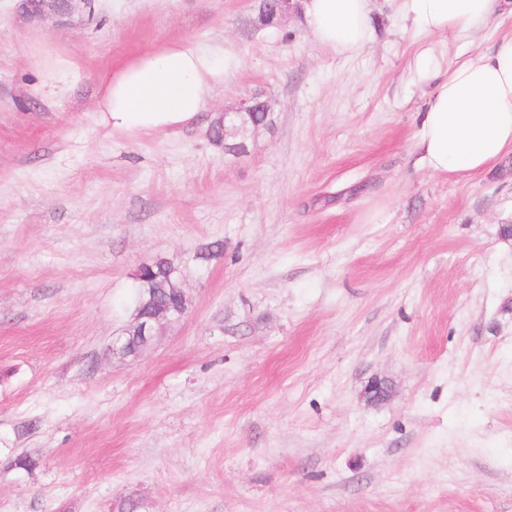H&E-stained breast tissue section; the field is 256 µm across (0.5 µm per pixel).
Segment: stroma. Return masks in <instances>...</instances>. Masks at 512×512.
<instances>
[{
	"label": "stroma",
	"instance_id": "1",
	"mask_svg": "<svg viewBox=\"0 0 512 512\" xmlns=\"http://www.w3.org/2000/svg\"><path fill=\"white\" fill-rule=\"evenodd\" d=\"M258 5L0 0V512H512V154L420 164L402 0L353 57ZM176 43L220 67L196 123L100 126L101 76ZM253 95L270 122L225 154ZM160 259L189 311L112 358ZM32 18L43 19L47 15L60 19H71L75 15L83 16L90 11L89 0H23ZM254 112H258L259 114L257 118L254 117L256 122L264 120L265 115L262 112H267V106L258 101L255 97L245 98L234 111L224 112V116L219 120L220 123L224 125V128L221 126L214 127L210 131L213 141L217 144L224 142V151L226 152L227 146L229 145L224 141V132L227 131L228 128L235 130L245 117H253Z\"/></svg>",
	"mask_w": 512,
	"mask_h": 512
}]
</instances>
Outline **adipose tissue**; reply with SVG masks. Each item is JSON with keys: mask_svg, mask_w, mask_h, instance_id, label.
<instances>
[{"mask_svg": "<svg viewBox=\"0 0 512 512\" xmlns=\"http://www.w3.org/2000/svg\"><path fill=\"white\" fill-rule=\"evenodd\" d=\"M404 8L417 33H449L463 47L445 66L429 46L411 60L416 75L437 81L421 117V161L438 174L483 173L512 152V34L488 51L468 44L498 15L500 0H405ZM301 9L329 50L355 55L371 39L370 0H301ZM218 75L209 51L175 44L149 52L101 79L100 123L131 134L190 124Z\"/></svg>", "mask_w": 512, "mask_h": 512, "instance_id": "ef3b65f1", "label": "adipose tissue"}]
</instances>
